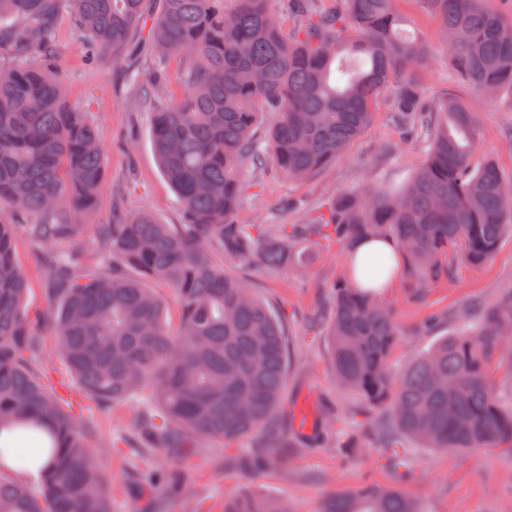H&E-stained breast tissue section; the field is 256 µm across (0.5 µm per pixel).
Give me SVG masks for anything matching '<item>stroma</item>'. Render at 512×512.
Segmentation results:
<instances>
[{
    "label": "stroma",
    "instance_id": "obj_1",
    "mask_svg": "<svg viewBox=\"0 0 512 512\" xmlns=\"http://www.w3.org/2000/svg\"><path fill=\"white\" fill-rule=\"evenodd\" d=\"M408 31L425 44L422 68L429 102L453 96L472 112L478 123L473 166L492 161L512 181V94L494 98L474 90L457 74L446 49L443 29L425 0H397ZM48 41L63 49L54 76L67 106L84 113L102 147L104 180L98 205L75 237L53 244V251L79 252L99 267L111 263L99 242L101 225L111 223L112 208L150 211L163 224L183 221L180 202L161 172L152 145L151 113L142 104L141 82L159 67L167 74L163 97L180 102L188 85L185 63L171 56L155 62L148 31L133 37L119 59L103 55L88 61L74 14L63 9L48 25ZM425 145L406 140L379 97L369 128L353 140L346 153L310 179L292 182L275 166L257 170L244 164L239 172L243 199L239 220L244 224H302L315 217L334 197L371 188L394 189L404 184L426 158ZM311 262L301 268L242 265L213 249L216 264L245 277L259 297L288 314L290 337L288 377L276 426L281 446L274 463L255 467L254 458L267 455L269 438L260 432L226 446L204 441L185 449L174 460L154 458L151 449L136 445L133 422L138 399L111 407L90 399L72 376L58 349L50 324L42 319L49 308L45 246L26 228L14 239L17 260L27 278L25 311L35 342V376L59 397L78 423L87 449L94 455L111 512H180L164 485L144 486L132 475L133 464L155 461L173 469L198 512H224L226 496L252 491L286 500L290 512H322L335 494L366 486L398 489L421 512H512V453L500 448L443 451L406 439L409 475L393 466L391 451L381 435L389 419L387 407L368 406L358 395L338 385L332 371L325 326L310 321L316 311L331 312L333 287L346 277V250L319 240L306 245ZM377 299L389 307L398 329L390 372L399 378L417 355L453 335L464 313H473L474 329L484 325L478 311L512 299V233L481 265L457 263L448 274L403 275ZM307 419L311 426L289 431V424ZM354 430L358 446L350 455L318 443L315 433L329 428Z\"/></svg>",
    "mask_w": 512,
    "mask_h": 512
}]
</instances>
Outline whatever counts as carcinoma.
<instances>
[{
    "label": "carcinoma",
    "instance_id": "1",
    "mask_svg": "<svg viewBox=\"0 0 512 512\" xmlns=\"http://www.w3.org/2000/svg\"><path fill=\"white\" fill-rule=\"evenodd\" d=\"M161 0L151 22V50L189 65L179 103L159 96L154 70L146 100L151 135L164 176L177 192L183 223L161 224L141 211H112L101 244L112 268L100 270L76 253H47L53 330L61 353L86 394L102 404L143 396L135 425L156 452L175 456L200 439L228 445L267 429L287 378L285 318L244 279L216 265L210 248L265 266H303L300 241L311 236L348 247L391 235L415 270L433 276L461 259L488 261L512 231V186L488 161L475 169L474 113L448 97L423 104L421 41L404 29L392 0ZM443 26L454 68L471 86L495 95L512 90V20L486 0H425ZM70 4L92 57L120 56L144 22L145 0H0V17L22 22L0 33L38 62L0 70V205L31 219L45 244L74 237L94 211L104 178L101 148L83 113L62 102L50 74L58 52L46 21ZM294 21L283 33L279 14ZM392 87L391 111L408 136L427 142L424 165L397 190L341 194L307 224H241L239 167L272 164L304 180L342 155L372 122V106ZM279 115L270 130L271 156L254 138L263 112ZM17 224L0 217V428L13 443L46 449L48 464L34 490L0 480V512H110L93 455L72 416L30 368L26 280L13 240ZM174 289L181 329L170 334L165 302L144 281ZM482 336H448L418 355L393 386L388 367L397 339L392 312L369 287L335 285L328 327L338 381L372 406H387L393 428L387 447L407 462L400 439L426 448L512 452V404L495 391L489 364L502 355L500 336L512 309L488 315ZM145 482L181 488L176 473L146 467ZM224 512H288L279 499L249 492L224 498ZM324 512H418L395 489L368 486L338 493Z\"/></svg>",
    "mask_w": 512,
    "mask_h": 512
}]
</instances>
